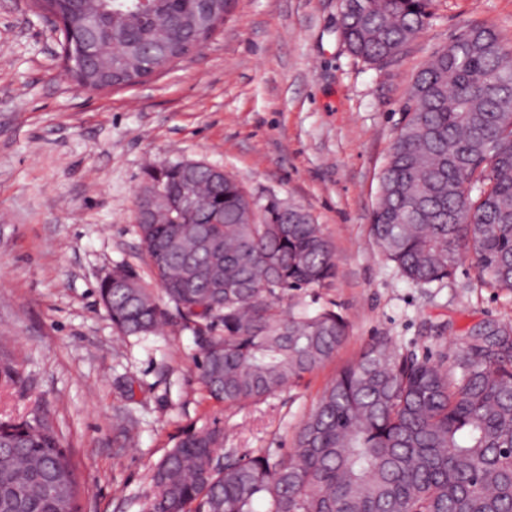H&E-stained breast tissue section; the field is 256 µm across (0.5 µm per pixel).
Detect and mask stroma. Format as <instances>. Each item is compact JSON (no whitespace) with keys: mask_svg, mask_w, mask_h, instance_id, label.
Returning <instances> with one entry per match:
<instances>
[{"mask_svg":"<svg viewBox=\"0 0 512 512\" xmlns=\"http://www.w3.org/2000/svg\"><path fill=\"white\" fill-rule=\"evenodd\" d=\"M398 61L376 70L338 36L340 0H237L197 51L149 80L90 91L62 66V34L31 0H0V351L23 387L0 415L52 418L76 465L81 512H144L150 468L191 429L224 428L225 452H290L336 370L376 336L417 357L454 356L465 333L512 321V298L469 264L417 286L369 235L379 178L414 75L467 27L512 38V0H434ZM199 161L257 197L304 205L334 245L346 344L322 369L261 402L227 408L200 378L192 331L121 336L98 294L123 263L151 267L135 226L148 161Z\"/></svg>","mask_w":512,"mask_h":512,"instance_id":"obj_1","label":"stroma"}]
</instances>
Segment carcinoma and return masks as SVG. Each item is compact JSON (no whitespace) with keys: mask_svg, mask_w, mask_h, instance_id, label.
<instances>
[{"mask_svg":"<svg viewBox=\"0 0 512 512\" xmlns=\"http://www.w3.org/2000/svg\"><path fill=\"white\" fill-rule=\"evenodd\" d=\"M433 0H343L350 54L385 67L427 27ZM63 20L66 73L90 90L134 85L208 40L235 0H32ZM414 76L380 178L370 236L415 285L477 279L512 296V44L492 25L461 33ZM143 184L167 201L136 228L154 283L100 282L121 336L193 331L209 397L260 402L321 368L348 338L332 306H284L328 288L333 245L299 203L257 198L201 162H155ZM193 209L169 203L183 191ZM222 333L216 335L217 327ZM0 382L22 383L0 355ZM224 430L179 439L152 469L145 512H512V323L471 328L453 363L401 353L377 336L343 366L274 457L218 452ZM78 484L46 419L0 420V512H77Z\"/></svg>","mask_w":512,"mask_h":512,"instance_id":"1","label":"carcinoma"}]
</instances>
